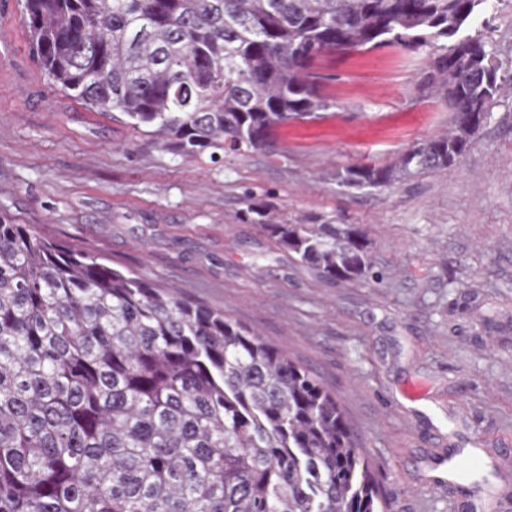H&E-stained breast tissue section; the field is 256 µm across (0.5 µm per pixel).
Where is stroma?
Instances as JSON below:
<instances>
[{"label": "stroma", "mask_w": 512, "mask_h": 512, "mask_svg": "<svg viewBox=\"0 0 512 512\" xmlns=\"http://www.w3.org/2000/svg\"><path fill=\"white\" fill-rule=\"evenodd\" d=\"M489 25L512 76V0ZM0 217L158 288L224 311L335 393L389 512H455L421 474L440 437L512 449V85L461 162L391 187H343L447 132L423 88L427 51L328 53L312 72L326 110L277 126L266 150L180 155L151 130L91 112L30 53L21 0H0ZM356 224L374 276L333 282L247 220Z\"/></svg>", "instance_id": "35a3bbf8"}]
</instances>
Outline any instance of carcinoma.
Instances as JSON below:
<instances>
[{"label":"carcinoma","mask_w":512,"mask_h":512,"mask_svg":"<svg viewBox=\"0 0 512 512\" xmlns=\"http://www.w3.org/2000/svg\"><path fill=\"white\" fill-rule=\"evenodd\" d=\"M490 0H23L48 81L120 112L185 155L266 149L328 108L309 69L327 53L433 52L424 87L448 133L347 188L460 162L505 88L483 34ZM275 244L321 276L373 268L350 224H281ZM336 397L224 312L0 219V512H386Z\"/></svg>","instance_id":"1"}]
</instances>
